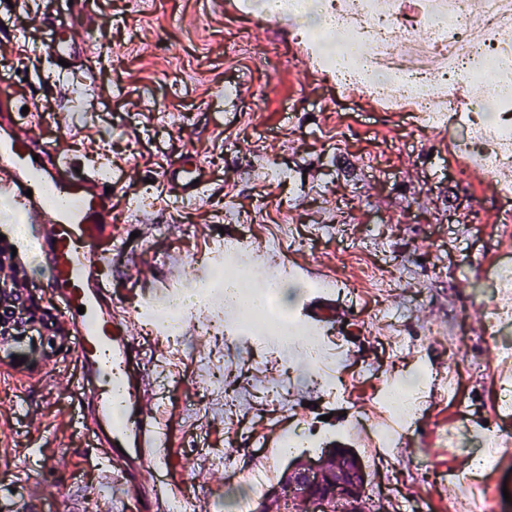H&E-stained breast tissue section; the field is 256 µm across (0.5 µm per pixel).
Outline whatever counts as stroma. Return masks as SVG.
Returning a JSON list of instances; mask_svg holds the SVG:
<instances>
[{
	"instance_id": "stroma-1",
	"label": "stroma",
	"mask_w": 512,
	"mask_h": 512,
	"mask_svg": "<svg viewBox=\"0 0 512 512\" xmlns=\"http://www.w3.org/2000/svg\"><path fill=\"white\" fill-rule=\"evenodd\" d=\"M69 21L77 40L98 52L79 66L81 92L63 99L39 54L43 19L9 12L0 0V41L13 48L4 65L21 72L11 82L18 106L42 115L35 135L56 136V115L66 112L67 144L79 162L87 139L112 150L120 202L112 218L124 239L114 273L119 297L127 295L125 274L138 268L141 298L154 297V281L169 269L193 281L196 255L220 237L279 244L281 258L302 256L313 270L348 280L371 262L392 281L381 295L368 288L340 297L348 325L317 364L281 357L248 334L228 344L189 323L161 351L138 334L153 360L147 406L177 441L169 478L191 495L195 512H236L243 497L257 512L291 459L275 449L262 461L229 446L232 435L265 425L284 435L323 415L333 428L418 374L420 411L386 451L396 489L387 512L412 495L443 508L462 501L459 478L470 474L474 433L486 426L508 442L493 493H512V411L497 405V346L512 341V328L489 335L490 312L505 299L475 291L483 265L503 249L500 174L475 169L459 178L447 130L379 111L368 97L339 95L312 77L305 56L288 54L281 70H268L273 47L289 43L287 25L239 48L236 22L218 0H77ZM229 84L239 89L232 100L224 97ZM259 155L286 168L287 182L257 175ZM195 158L210 166L215 184L188 204L169 192L163 172ZM228 205L243 222L222 223ZM398 336L407 339L400 348ZM363 369L372 373L365 382ZM332 371L344 376L349 402L312 389L314 373ZM450 376L454 394L440 395ZM85 404L74 346L58 325L0 345V504L26 512L30 495L54 512L61 496L82 512L96 498L112 512L120 489L78 423ZM454 464L460 476L449 474Z\"/></svg>"
}]
</instances>
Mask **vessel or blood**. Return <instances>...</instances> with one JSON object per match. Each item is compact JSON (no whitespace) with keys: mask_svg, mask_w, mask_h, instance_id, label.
Wrapping results in <instances>:
<instances>
[{"mask_svg":"<svg viewBox=\"0 0 512 512\" xmlns=\"http://www.w3.org/2000/svg\"><path fill=\"white\" fill-rule=\"evenodd\" d=\"M41 54L50 64L74 62L77 40L59 17L69 0H54ZM38 113L13 109L0 96V202L19 211L24 233L0 226L21 259L39 263L48 273L59 326L73 340L83 382L89 384L88 409L81 426L95 445L110 448L117 478L128 493L113 512H170L180 491L166 478L176 441L148 410L147 370L134 366L137 314L126 311L113 289L112 262L122 238L112 229V196L97 172L79 168L63 136L34 139ZM167 184L182 200L194 202L209 185L203 163L168 168ZM343 309L330 293L308 301L304 322L322 328L339 320Z\"/></svg>","mask_w":512,"mask_h":512,"instance_id":"vessel-or-blood-1","label":"vessel or blood"}]
</instances>
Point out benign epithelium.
Returning <instances> with one entry per match:
<instances>
[{
  "label": "benign epithelium",
  "instance_id": "7a95c632",
  "mask_svg": "<svg viewBox=\"0 0 512 512\" xmlns=\"http://www.w3.org/2000/svg\"><path fill=\"white\" fill-rule=\"evenodd\" d=\"M19 294L18 288L4 283L0 285V318L4 317V309L18 300ZM346 456L352 468L344 466L334 472L328 471L322 460L306 456L292 460L285 472L288 481L284 482L292 495L287 497L275 490L269 502V512H289L295 497L314 504L316 512H334L338 502L348 506L350 512H357L358 489L347 484V480H353L357 475L365 477V470L360 458L354 457V451H346Z\"/></svg>",
  "mask_w": 512,
  "mask_h": 512
}]
</instances>
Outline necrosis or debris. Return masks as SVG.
Masks as SVG:
<instances>
[{
    "mask_svg": "<svg viewBox=\"0 0 512 512\" xmlns=\"http://www.w3.org/2000/svg\"><path fill=\"white\" fill-rule=\"evenodd\" d=\"M258 13L287 15L295 43L318 53L321 70L333 86L376 100L383 111L408 112L424 127L460 123L462 169L495 173L512 158V0H256ZM482 26H466L473 14ZM422 29L415 43L410 28ZM289 274L281 260L258 261L241 239L224 245L223 264L207 281H194L189 307L206 308L224 289L242 295L255 282L265 285L254 309L264 339L281 352L297 340L298 322L284 304ZM417 385L400 384L384 393L379 422L363 424L354 416L340 425L358 443L375 452L398 443L394 424L419 406Z\"/></svg>",
    "mask_w": 512,
    "mask_h": 512,
    "instance_id": "necrosis-or-debris-1",
    "label": "necrosis or debris"
}]
</instances>
